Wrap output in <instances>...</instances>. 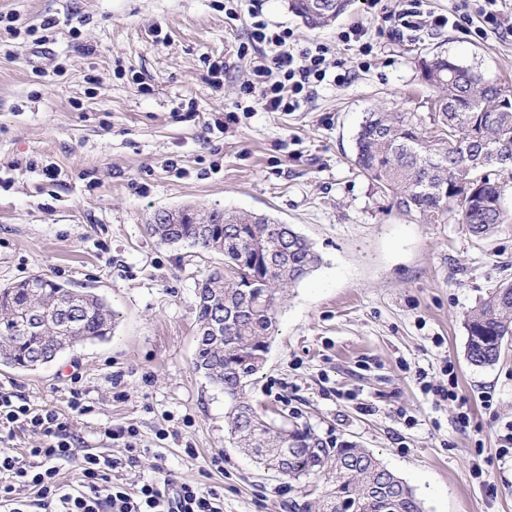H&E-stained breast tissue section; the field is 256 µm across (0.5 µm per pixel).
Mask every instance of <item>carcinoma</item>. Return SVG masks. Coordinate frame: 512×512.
Returning <instances> with one entry per match:
<instances>
[{
  "instance_id": "carcinoma-1",
  "label": "carcinoma",
  "mask_w": 512,
  "mask_h": 512,
  "mask_svg": "<svg viewBox=\"0 0 512 512\" xmlns=\"http://www.w3.org/2000/svg\"><path fill=\"white\" fill-rule=\"evenodd\" d=\"M311 28L331 24L352 0H290ZM437 90L434 127L399 112L367 113L355 137L352 164L399 212L438 224L453 214L478 240L505 224L502 200L512 180V87L485 81L443 55L420 61ZM150 234L162 245L185 244L224 256V268L198 283L194 370L224 393L229 442L267 470L309 490L316 512H424L409 485L354 442L328 445L309 428L266 421L246 394L276 330L281 293L321 262L313 243L268 214L212 212L204 219L153 216ZM112 310L102 298L40 275L0 287V364L35 370L87 341L112 335ZM467 357L496 364L512 339V282L490 291L466 315Z\"/></svg>"
}]
</instances>
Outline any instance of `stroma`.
Wrapping results in <instances>:
<instances>
[{"label": "stroma", "instance_id": "obj_1", "mask_svg": "<svg viewBox=\"0 0 512 512\" xmlns=\"http://www.w3.org/2000/svg\"><path fill=\"white\" fill-rule=\"evenodd\" d=\"M482 4L426 0V10H456V25L399 40L384 17L402 0L372 9L353 0L321 29L289 0H263L296 48L331 44L348 81L318 87L293 112L238 116L219 133L208 120L250 77L236 56L248 19H227L224 0H0V13L16 18L14 29L0 27V286L41 275L95 293L114 313L109 339L34 371L0 366V386L67 413L79 373L90 411L68 422L83 447L122 459L123 442L105 444L100 429L139 431L141 454L119 472L124 483L155 475L214 487L224 512L305 504L287 479L230 444L224 395L193 368L196 287L223 256L161 245L146 231L162 211L266 213L310 239L322 261L279 309L248 388L253 404L321 439L368 448L426 512H512V457L497 453L512 423V344L495 365L473 366L464 327L468 310L512 281V188L507 224L479 240L456 221L391 209L350 163L366 112L429 126L434 92L422 57L442 53L512 84V36L486 23ZM47 19L55 26L39 50L31 31ZM355 23L367 29L369 56L336 40ZM211 60L227 66L219 90L206 81ZM419 369L434 384L456 376L467 427L456 403L424 391Z\"/></svg>", "mask_w": 512, "mask_h": 512}]
</instances>
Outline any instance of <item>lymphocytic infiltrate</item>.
Instances as JSON below:
<instances>
[{
	"label": "lymphocytic infiltrate",
	"mask_w": 512,
	"mask_h": 512,
	"mask_svg": "<svg viewBox=\"0 0 512 512\" xmlns=\"http://www.w3.org/2000/svg\"><path fill=\"white\" fill-rule=\"evenodd\" d=\"M243 13L249 17V32L237 56L250 58L252 68L250 79L239 87L238 99L268 112H290L310 98L326 77L344 82V75L330 73L329 45L316 41L293 50V31L271 27L262 0H224L228 19ZM389 20L396 38L424 26L443 29L451 23L450 16L425 11L423 0H406L405 8ZM20 429L37 436L40 447L15 453L13 440ZM73 459L80 463L75 484L60 476L62 463ZM136 462L133 456L122 461L79 447L65 415L31 407L13 392L0 389V512H224V497L213 487L150 478L131 489L113 481V472Z\"/></svg>",
	"instance_id": "1"
}]
</instances>
